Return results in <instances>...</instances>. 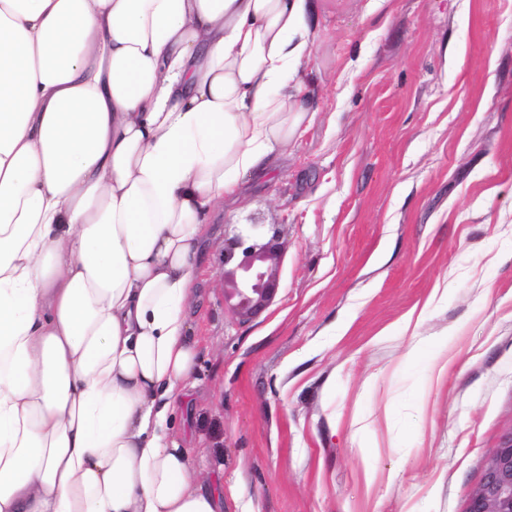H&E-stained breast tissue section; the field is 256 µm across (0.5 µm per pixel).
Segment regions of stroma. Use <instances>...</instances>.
<instances>
[{"instance_id": "stroma-1", "label": "stroma", "mask_w": 512, "mask_h": 512, "mask_svg": "<svg viewBox=\"0 0 512 512\" xmlns=\"http://www.w3.org/2000/svg\"><path fill=\"white\" fill-rule=\"evenodd\" d=\"M316 16L315 118L210 216L172 434L224 512H464L512 430V0ZM251 225L283 248L245 317L224 246Z\"/></svg>"}]
</instances>
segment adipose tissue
Wrapping results in <instances>:
<instances>
[{"mask_svg": "<svg viewBox=\"0 0 512 512\" xmlns=\"http://www.w3.org/2000/svg\"><path fill=\"white\" fill-rule=\"evenodd\" d=\"M314 0H0V512H224L172 407L218 206L287 154Z\"/></svg>", "mask_w": 512, "mask_h": 512, "instance_id": "obj_1", "label": "adipose tissue"}]
</instances>
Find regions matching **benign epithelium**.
<instances>
[{
	"mask_svg": "<svg viewBox=\"0 0 512 512\" xmlns=\"http://www.w3.org/2000/svg\"><path fill=\"white\" fill-rule=\"evenodd\" d=\"M236 249L241 250V260L224 274L225 303L240 315H256L277 292L272 261L280 246L274 241L261 244L251 235H238L224 250V262L232 260ZM465 512H512V432L493 449Z\"/></svg>",
	"mask_w": 512,
	"mask_h": 512,
	"instance_id": "1",
	"label": "benign epithelium"
}]
</instances>
